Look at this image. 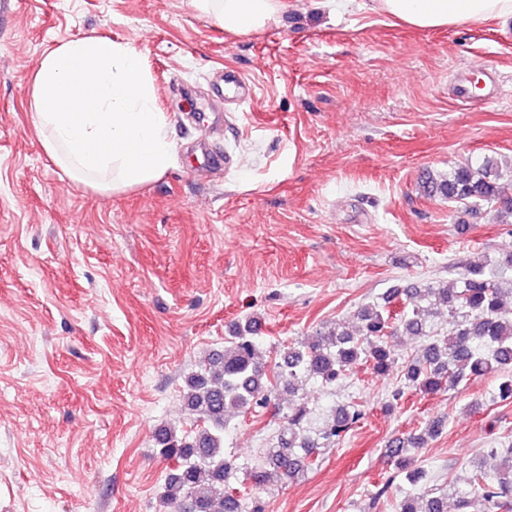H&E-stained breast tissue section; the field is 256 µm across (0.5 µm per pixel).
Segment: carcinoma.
<instances>
[{"mask_svg": "<svg viewBox=\"0 0 512 512\" xmlns=\"http://www.w3.org/2000/svg\"><path fill=\"white\" fill-rule=\"evenodd\" d=\"M497 162L487 159L477 168L461 166L423 187L450 202H485L499 205L500 214L512 215V199L503 196ZM512 252L488 272L485 265L469 266L458 288L440 282L422 287L397 286L380 303L358 310L359 325L350 331L333 327L288 347L281 361L267 368L258 342V321L236 323L224 338V353L185 377L183 395L195 430L180 434L172 427L156 432L160 454L175 462L168 472L161 501L179 510L189 503L191 512H242L243 491L230 478L236 470L224 453L226 416L266 408L288 391V411L283 413L274 442L264 463L250 471L257 486L272 479L294 480L319 461L321 449L344 440L365 416L355 403L336 406L324 425L308 426L307 409L300 391L314 379L326 388L341 383L359 366L387 377L400 371L402 386L390 392L386 409L398 408L405 391L423 396L453 388L471 378L500 376L496 398L512 399V314L505 309L512 298ZM448 316L444 335L437 319ZM399 336H420L421 354L401 359ZM446 418L436 416L420 432L392 437L385 453L397 473L404 475L413 492L405 495L394 512H448V497L427 489L429 473L415 467L412 455L442 434ZM489 466L480 461L463 488L454 491L455 512H512V443L488 448Z\"/></svg>", "mask_w": 512, "mask_h": 512, "instance_id": "1", "label": "carcinoma"}]
</instances>
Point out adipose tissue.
Instances as JSON below:
<instances>
[{
	"mask_svg": "<svg viewBox=\"0 0 512 512\" xmlns=\"http://www.w3.org/2000/svg\"><path fill=\"white\" fill-rule=\"evenodd\" d=\"M408 26L446 28L512 16V0H376ZM225 30L245 34L284 11L285 0H192ZM31 118L48 156L88 186L119 192L161 177L172 150L167 117L142 55L110 38L85 36L43 56L31 87Z\"/></svg>",
	"mask_w": 512,
	"mask_h": 512,
	"instance_id": "adipose-tissue-1",
	"label": "adipose tissue"
}]
</instances>
